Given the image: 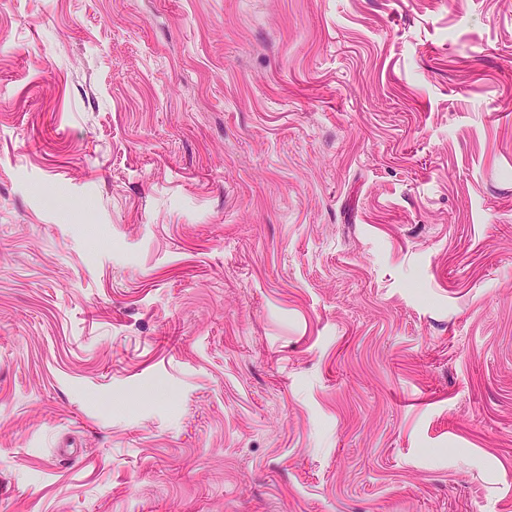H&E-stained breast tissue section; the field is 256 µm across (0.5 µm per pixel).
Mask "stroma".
Masks as SVG:
<instances>
[{"label": "stroma", "mask_w": 512, "mask_h": 512, "mask_svg": "<svg viewBox=\"0 0 512 512\" xmlns=\"http://www.w3.org/2000/svg\"><path fill=\"white\" fill-rule=\"evenodd\" d=\"M0 512H512V0H0Z\"/></svg>", "instance_id": "35a3bbf8"}]
</instances>
